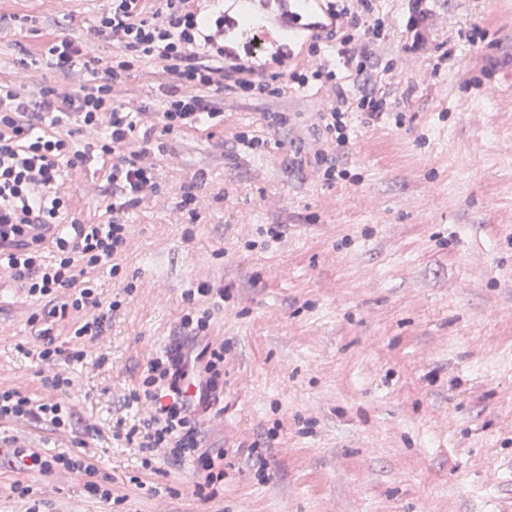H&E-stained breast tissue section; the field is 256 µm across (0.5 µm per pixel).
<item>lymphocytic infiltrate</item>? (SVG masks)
Masks as SVG:
<instances>
[{
	"instance_id": "1",
	"label": "lymphocytic infiltrate",
	"mask_w": 512,
	"mask_h": 512,
	"mask_svg": "<svg viewBox=\"0 0 512 512\" xmlns=\"http://www.w3.org/2000/svg\"><path fill=\"white\" fill-rule=\"evenodd\" d=\"M333 25L315 33L306 63L268 74L224 58V4L214 0L202 11L196 0H110L91 34L112 43V58L97 82L72 85L85 65V45L64 39L49 50L51 66L63 80L31 95L20 78L0 81V271L19 283L40 310L31 324L42 360L55 371L46 378L47 398L33 400L15 389H0V422L34 423L51 431L74 429V412L55 399L72 388L67 366L82 360L83 350L63 348L54 324L77 313L76 338L98 341L121 306L104 301L91 274H118L129 245L127 212L159 191L153 133L168 135L197 129L221 116L225 94L277 98L288 86L326 91L325 110L314 119L325 136L310 148L313 170L327 185L348 176L339 163L350 143L353 115L365 123L401 121L388 87L405 68L401 56L381 60L392 29L413 32L415 49L425 46L419 20L411 15L380 14L374 0H324ZM156 66L162 94L160 111L149 113L148 130L117 100L122 86L142 61ZM77 117L88 132L106 127L104 138L78 144L62 128ZM111 156L106 197L111 219L105 224L63 223L67 202L61 192L63 167ZM208 316L185 315L178 338L160 356L150 358L136 399L144 467L159 460L194 464L195 493L204 500L218 494L224 478L217 457L203 448V427L224 395V341L207 336ZM20 468L43 475L80 474L84 490L111 501L112 488L96 481V467L82 455H49L31 446L27 436L0 439Z\"/></svg>"
}]
</instances>
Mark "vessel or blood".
<instances>
[{
	"mask_svg": "<svg viewBox=\"0 0 512 512\" xmlns=\"http://www.w3.org/2000/svg\"><path fill=\"white\" fill-rule=\"evenodd\" d=\"M278 9H259L257 0H224V57L267 70L292 62L316 26L329 23L322 0H278Z\"/></svg>",
	"mask_w": 512,
	"mask_h": 512,
	"instance_id": "b4317fda",
	"label": "vessel or blood"
}]
</instances>
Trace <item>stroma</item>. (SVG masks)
I'll return each mask as SVG.
<instances>
[{"label":"stroma","mask_w":512,"mask_h":512,"mask_svg":"<svg viewBox=\"0 0 512 512\" xmlns=\"http://www.w3.org/2000/svg\"><path fill=\"white\" fill-rule=\"evenodd\" d=\"M422 6L436 43H459L447 75L428 81L409 64L390 87L403 125L354 119L335 186L313 172L312 115L324 92L224 98L210 131L157 138L160 192L129 211L118 277L94 274L122 307L69 368L65 401L96 425L82 444L28 426L50 454H82L108 476L119 504L61 476L42 496L39 475L0 463V512H23L11 487L30 486L45 512H507L512 507V0H380L381 12ZM108 0H0V79L55 86L49 48L86 39ZM150 66L119 102L139 112L159 97ZM269 111L288 125L268 126ZM267 140L252 153L242 129ZM101 162L65 171L68 218L104 224ZM209 197L195 223L176 221L181 189ZM268 224L284 234L262 235ZM227 289L210 305L197 288ZM210 312L227 347L224 400L207 428L224 451L223 491L202 501L187 462L144 468L134 394L151 356L189 311ZM36 307L0 278V386L40 399L54 368L38 356Z\"/></svg>","instance_id":"obj_1"}]
</instances>
